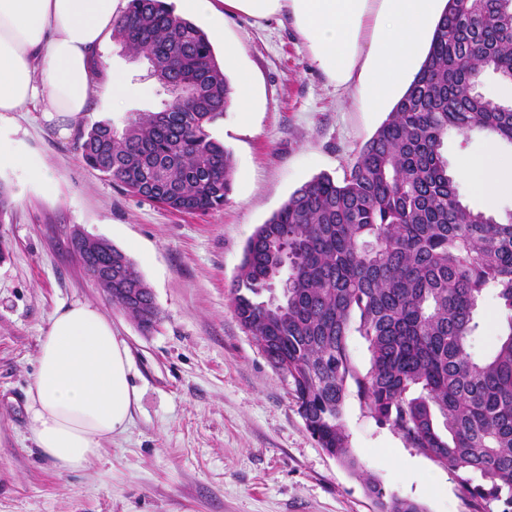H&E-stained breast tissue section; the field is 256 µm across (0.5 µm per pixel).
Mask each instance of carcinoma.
<instances>
[{"instance_id": "obj_1", "label": "carcinoma", "mask_w": 512, "mask_h": 512, "mask_svg": "<svg viewBox=\"0 0 512 512\" xmlns=\"http://www.w3.org/2000/svg\"><path fill=\"white\" fill-rule=\"evenodd\" d=\"M151 60L163 86L182 88L122 131L97 124L82 136L91 169L127 192L183 213L224 207L234 159L209 126L232 90L208 36L162 0H128L114 30ZM491 70L512 85V0H446L426 58L342 180L322 174L297 188L244 248L232 290L241 327L263 343L290 382L310 434L341 464L352 455L343 411L350 390L376 423L446 468L462 470L476 512H512V213L502 222L465 203L442 153L449 133L474 130L512 144V102L475 89ZM99 288L154 295L116 247L71 243ZM279 278L288 292L270 297ZM503 328L493 352L471 342L486 291ZM367 343L361 373L349 337ZM479 478L474 483L472 476ZM379 512H424L365 479Z\"/></svg>"}]
</instances>
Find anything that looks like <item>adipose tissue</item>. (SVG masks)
I'll list each match as a JSON object with an SVG mask.
<instances>
[{
  "label": "adipose tissue",
  "instance_id": "1",
  "mask_svg": "<svg viewBox=\"0 0 512 512\" xmlns=\"http://www.w3.org/2000/svg\"><path fill=\"white\" fill-rule=\"evenodd\" d=\"M120 0H0V169L15 175L16 199L54 192L58 179L43 160L13 137L5 115L39 112L58 136L74 133L98 95L121 110L130 93L124 74L96 82L93 63L122 14ZM254 18L288 10L309 41L313 60L330 77L359 73L372 111H384L420 68L441 14V0H226ZM372 36L357 66L364 27ZM476 193L506 186L512 160L495 145L463 159ZM30 431L41 454L62 473L85 468L101 443L124 432L138 392L130 382L126 344L112 322L89 302L58 307L39 339L38 369L26 392Z\"/></svg>",
  "mask_w": 512,
  "mask_h": 512
}]
</instances>
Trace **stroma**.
I'll return each instance as SVG.
<instances>
[{"label":"stroma","instance_id":"obj_1","mask_svg":"<svg viewBox=\"0 0 512 512\" xmlns=\"http://www.w3.org/2000/svg\"><path fill=\"white\" fill-rule=\"evenodd\" d=\"M224 46L253 78L251 109H228L221 139L234 156L233 191L205 214L167 210L87 168L80 136L95 124L123 128L168 94L145 59L115 39L97 53L95 76L112 69L147 86L123 111L96 99L78 132L63 139L34 112H17V136L59 177L54 195L30 193L0 221V512H376L363 474L424 512H473L461 471L438 465L389 426L344 407L361 469L329 456L306 430L292 386L238 323L231 287L256 228L304 183L342 178L385 120L371 111L358 78L340 84L312 60L285 12L252 18L224 12ZM479 132L449 134L444 154L463 200L496 218L512 212V190L474 192L459 161L481 153ZM125 252L151 287L158 321L143 331L89 280L69 248L75 231ZM90 302L128 347L139 400L122 434L103 441L85 469L58 474L38 450L25 392L38 367L39 337L62 305Z\"/></svg>","mask_w":512,"mask_h":512}]
</instances>
